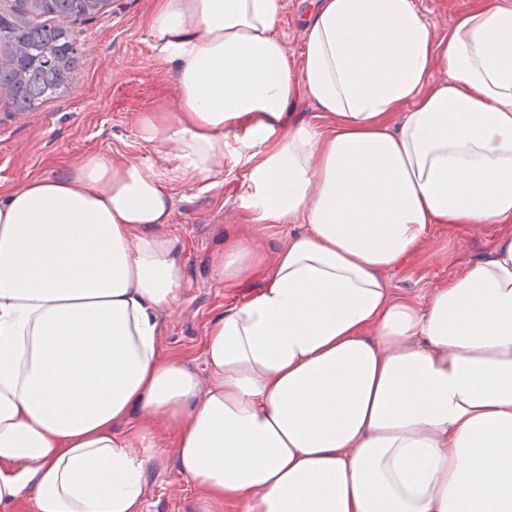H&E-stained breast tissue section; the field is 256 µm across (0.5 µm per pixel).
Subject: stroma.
Instances as JSON below:
<instances>
[{
	"mask_svg": "<svg viewBox=\"0 0 512 512\" xmlns=\"http://www.w3.org/2000/svg\"><path fill=\"white\" fill-rule=\"evenodd\" d=\"M122 2L121 10L78 25L83 67L66 94L28 112L11 111L0 102V191L78 164L90 151L139 158L172 176L170 231L180 248L184 294L178 308L159 312V343L167 356L202 374L206 371L203 343L212 320L235 296H248L263 283L258 277L232 292L216 279L211 259L223 250L225 235H257L275 248L292 227L252 223L242 199L245 164L225 173L217 186L202 188L179 177L177 162L163 152L142 147L136 134L138 118L173 106L178 86L173 65L162 62L150 38L153 0ZM282 2L278 34L289 58L295 60L306 37L303 21L309 0ZM416 4L440 38L474 0H416ZM499 238H512V223L432 225L420 249L402 259L388 278L399 295L424 301L431 288L449 275L488 258ZM128 425L160 436L161 450L148 464L144 512H204L199 495L179 474L172 441L163 436L161 422L135 416Z\"/></svg>",
	"mask_w": 512,
	"mask_h": 512,
	"instance_id": "obj_1",
	"label": "stroma"
}]
</instances>
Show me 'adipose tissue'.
<instances>
[{"instance_id":"ef3b65f1","label":"adipose tissue","mask_w":512,"mask_h":512,"mask_svg":"<svg viewBox=\"0 0 512 512\" xmlns=\"http://www.w3.org/2000/svg\"><path fill=\"white\" fill-rule=\"evenodd\" d=\"M282 9L148 23L179 96L140 142L193 180L246 162L252 221L293 227L213 256L225 288L266 281L209 326V380L158 340L184 291L166 174L91 152L0 201V505L143 512L154 439L114 431L136 413L210 512H512V238L422 302L386 278L430 225L512 222V8L439 40L415 0H311L296 69ZM302 93L328 124L292 120Z\"/></svg>"}]
</instances>
